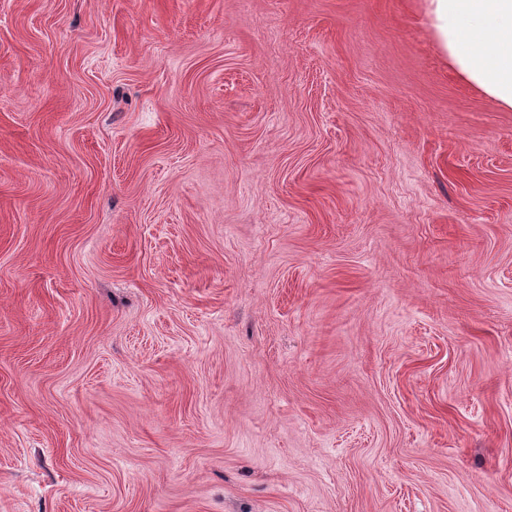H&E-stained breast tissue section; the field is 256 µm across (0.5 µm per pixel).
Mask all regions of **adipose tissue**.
I'll use <instances>...</instances> for the list:
<instances>
[{
  "instance_id": "ef3b65f1",
  "label": "adipose tissue",
  "mask_w": 512,
  "mask_h": 512,
  "mask_svg": "<svg viewBox=\"0 0 512 512\" xmlns=\"http://www.w3.org/2000/svg\"><path fill=\"white\" fill-rule=\"evenodd\" d=\"M430 34L469 84L512 110V0H425Z\"/></svg>"
}]
</instances>
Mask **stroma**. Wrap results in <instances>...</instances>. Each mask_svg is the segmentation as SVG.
<instances>
[{
  "instance_id": "35a3bbf8",
  "label": "stroma",
  "mask_w": 512,
  "mask_h": 512,
  "mask_svg": "<svg viewBox=\"0 0 512 512\" xmlns=\"http://www.w3.org/2000/svg\"><path fill=\"white\" fill-rule=\"evenodd\" d=\"M423 0H0V512H512V111Z\"/></svg>"
}]
</instances>
